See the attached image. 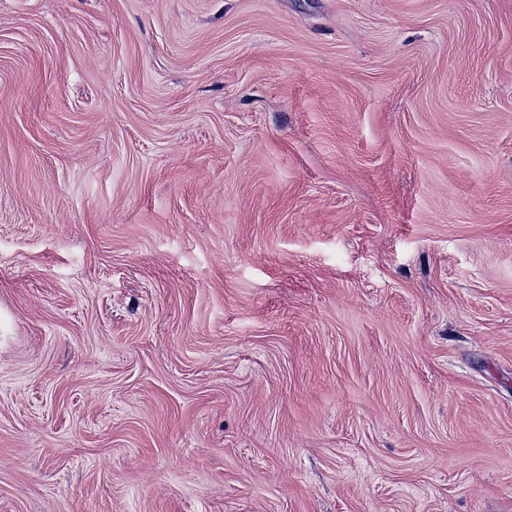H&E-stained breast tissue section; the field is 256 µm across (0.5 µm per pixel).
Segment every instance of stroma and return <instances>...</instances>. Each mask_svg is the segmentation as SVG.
Here are the masks:
<instances>
[{
	"label": "stroma",
	"mask_w": 512,
	"mask_h": 512,
	"mask_svg": "<svg viewBox=\"0 0 512 512\" xmlns=\"http://www.w3.org/2000/svg\"><path fill=\"white\" fill-rule=\"evenodd\" d=\"M0 512H512V0H0Z\"/></svg>",
	"instance_id": "1"
}]
</instances>
